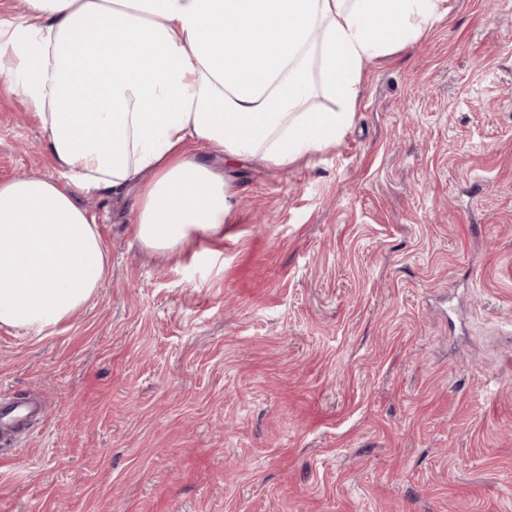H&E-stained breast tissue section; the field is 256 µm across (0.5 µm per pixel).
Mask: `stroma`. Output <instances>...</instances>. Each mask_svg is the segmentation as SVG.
Returning a JSON list of instances; mask_svg holds the SVG:
<instances>
[{
  "label": "stroma",
  "mask_w": 512,
  "mask_h": 512,
  "mask_svg": "<svg viewBox=\"0 0 512 512\" xmlns=\"http://www.w3.org/2000/svg\"><path fill=\"white\" fill-rule=\"evenodd\" d=\"M0 76V180L55 170ZM220 239L156 253L135 188L80 202L110 257L0 326V512H512V0L368 65L310 161H216Z\"/></svg>",
  "instance_id": "stroma-1"
}]
</instances>
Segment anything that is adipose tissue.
Segmentation results:
<instances>
[{"mask_svg":"<svg viewBox=\"0 0 512 512\" xmlns=\"http://www.w3.org/2000/svg\"><path fill=\"white\" fill-rule=\"evenodd\" d=\"M447 13V0H27L0 16V75L56 171L0 182V326L58 325L100 287L109 257L78 196L138 186L133 233L156 251L223 237L231 187L194 146L276 167L312 157L350 126L366 66Z\"/></svg>","mask_w":512,"mask_h":512,"instance_id":"adipose-tissue-1","label":"adipose tissue"}]
</instances>
